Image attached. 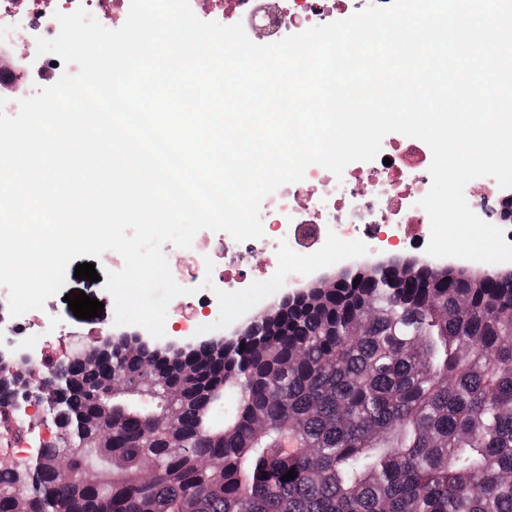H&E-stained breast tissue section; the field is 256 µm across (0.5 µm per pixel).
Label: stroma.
<instances>
[{
	"instance_id": "1",
	"label": "stroma",
	"mask_w": 512,
	"mask_h": 512,
	"mask_svg": "<svg viewBox=\"0 0 512 512\" xmlns=\"http://www.w3.org/2000/svg\"><path fill=\"white\" fill-rule=\"evenodd\" d=\"M424 248H414L397 238L379 240L375 246L366 247L353 241H340L333 238L322 242L315 251L297 256L289 271L295 283L305 284L315 276H330L350 263L368 259L385 261L389 259H426ZM240 275L252 280L249 288H218L212 300L218 303L217 312L207 317L208 327L200 334L201 339H217L236 327L238 320L247 319L251 314L268 309L279 301L280 289L259 284L258 264L253 253H244L238 264ZM79 292L103 302L99 316L90 319L75 317L65 302V295ZM52 336L61 338L65 354H73L77 341L88 340L92 336H111L122 333L123 328L115 322L113 297L106 291L104 282H91L66 275L60 294L48 298L40 311Z\"/></svg>"
}]
</instances>
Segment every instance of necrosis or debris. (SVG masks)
<instances>
[{
  "label": "necrosis or debris",
  "instance_id": "obj_1",
  "mask_svg": "<svg viewBox=\"0 0 512 512\" xmlns=\"http://www.w3.org/2000/svg\"><path fill=\"white\" fill-rule=\"evenodd\" d=\"M214 15L225 24L242 23L249 39L258 45L277 42L310 28L340 21L369 6H385L391 0H212ZM85 8L105 24L126 18L130 0H0V84L7 86L5 111H13L19 99L41 84L42 77L60 79L76 65L53 63L38 53V38L59 32L55 12ZM432 152L423 141L399 136L382 143L378 157L367 166H347L342 176L313 164L301 181L290 183L264 211L270 232L264 248V266L282 271L296 252L318 245L326 236L363 243L387 231L409 241L430 225L419 201L430 189ZM501 196L498 182L489 176L470 181L465 199L470 209L488 223H495ZM240 241L203 238L197 252L205 265L184 263L175 267L177 283L207 284L228 288L234 282L233 267L239 260ZM27 351L16 369L33 386L49 387L46 365L54 358L53 345L35 311L11 316L8 296L0 292V325ZM43 416H20L0 409V460L23 463L33 459L50 440Z\"/></svg>",
  "mask_w": 512,
  "mask_h": 512
}]
</instances>
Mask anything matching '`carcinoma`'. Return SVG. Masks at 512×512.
Wrapping results in <instances>:
<instances>
[{
  "mask_svg": "<svg viewBox=\"0 0 512 512\" xmlns=\"http://www.w3.org/2000/svg\"><path fill=\"white\" fill-rule=\"evenodd\" d=\"M107 345L94 368L62 374L70 421L49 413L53 444L0 464V512L22 499L25 512H512V272L391 260L279 304L229 352L213 339ZM185 363L198 367L193 400L161 427L159 374ZM111 374L128 385L100 409L112 485H86L81 470L103 460L84 387ZM20 378L0 365L1 406Z\"/></svg>",
  "mask_w": 512,
  "mask_h": 512,
  "instance_id": "carcinoma-1",
  "label": "carcinoma"
}]
</instances>
